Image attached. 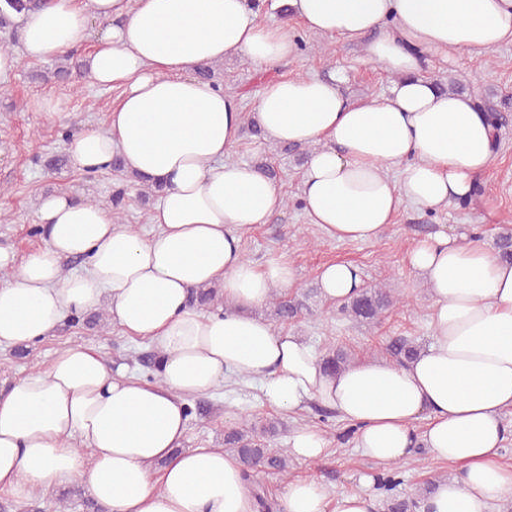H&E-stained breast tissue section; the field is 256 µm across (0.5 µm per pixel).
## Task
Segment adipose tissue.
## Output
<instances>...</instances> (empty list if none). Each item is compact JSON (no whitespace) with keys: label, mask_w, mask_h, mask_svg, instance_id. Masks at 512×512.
Returning <instances> with one entry per match:
<instances>
[{"label":"adipose tissue","mask_w":512,"mask_h":512,"mask_svg":"<svg viewBox=\"0 0 512 512\" xmlns=\"http://www.w3.org/2000/svg\"><path fill=\"white\" fill-rule=\"evenodd\" d=\"M287 2L309 32L361 45L393 76L389 95L355 102L340 78L288 76L243 114L197 70L237 54L275 68L298 48L289 25L257 23L246 0H44L22 14L18 47L0 51L3 76L20 60L83 48L92 83L121 94L104 125L67 142L74 166L95 173L118 158L164 188L149 213L154 235L64 191L39 200L42 247L20 259L0 249V344H36L69 316L102 308L158 354L153 383L75 344L0 388V492L24 500L78 483L102 512H256L238 457L184 445L188 400L231 373L257 379L276 408H332L378 465L424 444L456 472L437 482L429 512H489L512 494V470L499 461L512 412V264L465 234L419 241L406 260L433 299L429 346L401 365L365 358L326 373L302 336L250 313L272 290L293 288L297 272L284 255L259 265L243 257V234L268 223L284 195L230 159L249 121L266 141L311 146L303 207L332 241L371 243L405 204L437 211L469 198L494 159L495 132L471 95L441 92L420 71L429 53L512 43V0ZM70 257L83 259L81 272H65ZM319 284L340 301L361 279L336 262ZM212 285L226 303L219 314L190 302L192 289ZM281 499L283 512H376L368 492L332 502L309 480L288 481Z\"/></svg>","instance_id":"1"}]
</instances>
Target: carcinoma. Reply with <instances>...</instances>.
<instances>
[{
    "label": "carcinoma",
    "instance_id": "obj_1",
    "mask_svg": "<svg viewBox=\"0 0 512 512\" xmlns=\"http://www.w3.org/2000/svg\"><path fill=\"white\" fill-rule=\"evenodd\" d=\"M6 7L0 8V28L11 26L10 15L20 14L32 5L38 4V0H4ZM81 68L75 55L66 54L55 63L52 71L53 77L59 82H67L74 71ZM478 105L488 113L495 129H501L507 117L498 105L492 103L489 97L482 91H477ZM497 254L504 260L512 261V231L504 230L496 238ZM314 291L302 295H289L275 290L267 303L266 316L279 324H290L298 320L305 312L310 310L309 300ZM402 301V294L396 288L386 285H373L360 290L357 297L345 300L341 310L348 317L359 323L377 324L384 319L386 313L396 304ZM192 302L201 307L212 310L224 305V298L218 289L200 288L192 293ZM384 351L389 358L396 362L416 358L420 352V345L410 336H391L384 344ZM354 360L351 352L342 347L330 348L324 355V364L329 371L340 369ZM278 433V422L267 420L265 422H253L251 419L242 418L239 426L224 431V448L226 451L240 457L246 467V478L253 487L254 497L260 512H271L277 506L273 494L260 479L261 473H272L286 480L290 475L291 458L287 451L269 447L268 439ZM434 482H426V487L417 491L413 497H403L396 492L398 481L389 478L382 483V489L386 493L383 501V512H416L419 503L425 500L430 493Z\"/></svg>",
    "mask_w": 512,
    "mask_h": 512
}]
</instances>
